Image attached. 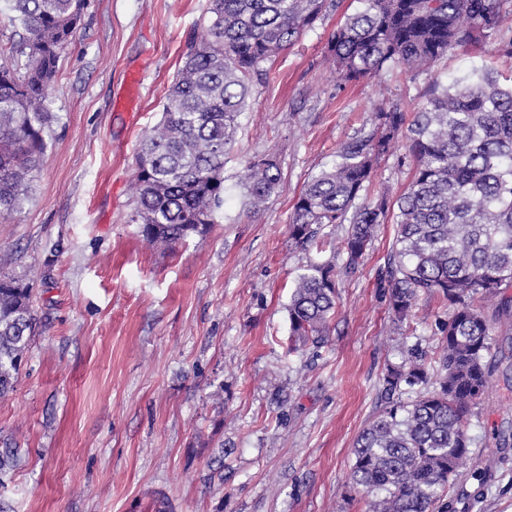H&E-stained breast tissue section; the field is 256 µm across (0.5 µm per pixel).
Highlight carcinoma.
<instances>
[{"label":"carcinoma","instance_id":"1","mask_svg":"<svg viewBox=\"0 0 512 512\" xmlns=\"http://www.w3.org/2000/svg\"><path fill=\"white\" fill-rule=\"evenodd\" d=\"M27 32L24 70L0 66V213L21 209L25 178L43 154L52 115L46 101L60 53L80 25L85 0H9ZM335 0H211L205 33L185 53L160 121L146 131L136 160L131 222L153 243L206 235L224 201V156L231 148L252 75L287 50ZM329 41L345 83L385 68L430 72L457 47L502 31L503 0H361ZM373 129L342 143L331 164L299 194L289 232L298 247L318 244L326 224H348L339 250L354 268L376 225L396 224L387 270L389 307L401 321L419 294L448 301L443 343L430 370L421 354L387 370L385 391L424 386L410 403L389 401L360 432L348 473L369 498L368 512H443L444 498L469 469V409L488 387L489 336L512 330V304L493 318L475 306L512 286V83L483 64L448 84L432 78L413 118L396 105L372 114ZM405 149L411 179L394 196L370 193L375 165ZM281 188L277 158L248 162L245 204L260 210ZM337 273L313 263L288 303L290 335L324 342L336 311ZM31 288L0 274V398L15 390L23 355L36 335Z\"/></svg>","mask_w":512,"mask_h":512}]
</instances>
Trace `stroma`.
<instances>
[{
	"label": "stroma",
	"mask_w": 512,
	"mask_h": 512,
	"mask_svg": "<svg viewBox=\"0 0 512 512\" xmlns=\"http://www.w3.org/2000/svg\"><path fill=\"white\" fill-rule=\"evenodd\" d=\"M210 0H86L49 91L53 121L21 209L0 215V270L32 286L41 326L15 391L0 398V512H364L347 473L384 407V375L408 352L434 358L447 301L419 295L397 322L384 276L395 226L379 225L354 270L327 224L321 248L288 230L308 178L371 129L380 104L412 113L430 80L385 69L344 83L328 42L360 0H337L252 82L224 161V202L204 237L167 248L132 224L135 162L162 116L189 35ZM512 77L489 39L449 51ZM275 154L282 185L249 211L247 162ZM336 264L325 344L292 342L288 302L307 265ZM494 372L467 416L485 483L461 480L454 512H512V331L491 338Z\"/></svg>",
	"instance_id": "stroma-1"
}]
</instances>
